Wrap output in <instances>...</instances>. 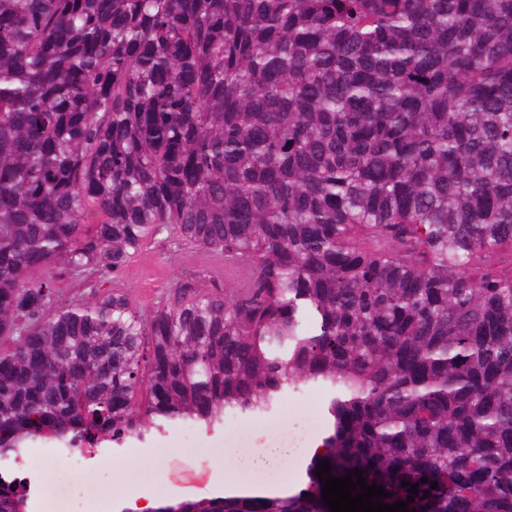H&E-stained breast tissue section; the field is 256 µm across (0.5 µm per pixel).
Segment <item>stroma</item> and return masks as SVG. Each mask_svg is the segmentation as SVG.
<instances>
[{
    "label": "stroma",
    "mask_w": 512,
    "mask_h": 512,
    "mask_svg": "<svg viewBox=\"0 0 512 512\" xmlns=\"http://www.w3.org/2000/svg\"><path fill=\"white\" fill-rule=\"evenodd\" d=\"M237 284L222 255L185 244L167 228L145 241L120 271L99 273L85 281L67 275L57 280L62 301L91 297L96 289L114 291L123 293L132 307L144 314L172 301L177 289L184 286L207 293L218 287L230 290ZM325 401L324 391L305 387L288 392L272 414L254 420L228 415L219 429L195 430L190 439L184 437L183 425L176 423L144 441L112 451V462L120 466L138 462L140 470L151 473L154 494L162 497L189 474L194 475L196 485H203L225 448H257L286 431L295 434L309 425L325 428ZM52 451V444L40 442L28 453L29 465L39 474L41 485L54 488L53 499L41 501V512H67L68 491L75 484L93 501L102 505L109 501L114 490L99 480L97 469L88 465L56 468Z\"/></svg>",
    "instance_id": "obj_1"
}]
</instances>
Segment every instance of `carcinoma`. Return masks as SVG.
Instances as JSON below:
<instances>
[{"mask_svg": "<svg viewBox=\"0 0 512 512\" xmlns=\"http://www.w3.org/2000/svg\"><path fill=\"white\" fill-rule=\"evenodd\" d=\"M163 225L240 289L59 302L51 270ZM506 244L512 0H0V512L39 438L91 456L302 386L330 428L299 490L160 512H330L322 461L512 512Z\"/></svg>", "mask_w": 512, "mask_h": 512, "instance_id": "1", "label": "carcinoma"}]
</instances>
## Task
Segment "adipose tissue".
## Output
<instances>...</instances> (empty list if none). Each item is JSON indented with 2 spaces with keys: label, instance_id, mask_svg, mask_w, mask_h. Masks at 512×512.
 Instances as JSON below:
<instances>
[{
  "label": "adipose tissue",
  "instance_id": "1",
  "mask_svg": "<svg viewBox=\"0 0 512 512\" xmlns=\"http://www.w3.org/2000/svg\"><path fill=\"white\" fill-rule=\"evenodd\" d=\"M321 435L315 431H308L304 449L298 450L288 447L287 443L279 442L263 448H256L242 454L228 448L224 456L218 459L215 468L205 489L195 487H171L168 498L176 501L193 500L201 495L212 497L234 496L254 489L257 492L272 490V483H257L253 487H246L239 480L241 473L262 474L274 467L288 463L297 458L298 454L314 455L320 450ZM125 468H105L100 470L99 479L102 483L120 489V496L112 502L113 512H158L163 505L160 500L141 491H129L124 487Z\"/></svg>",
  "mask_w": 512,
  "mask_h": 512
}]
</instances>
